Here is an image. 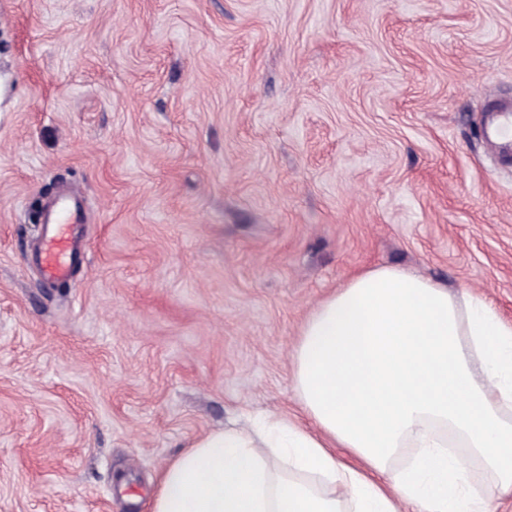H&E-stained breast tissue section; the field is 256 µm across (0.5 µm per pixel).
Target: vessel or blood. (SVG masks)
<instances>
[{
    "mask_svg": "<svg viewBox=\"0 0 512 512\" xmlns=\"http://www.w3.org/2000/svg\"><path fill=\"white\" fill-rule=\"evenodd\" d=\"M84 217L73 199H61L47 214L39 240L40 271L50 281L68 279L72 263L81 254V240L75 231Z\"/></svg>",
    "mask_w": 512,
    "mask_h": 512,
    "instance_id": "vessel-or-blood-1",
    "label": "vessel or blood"
}]
</instances>
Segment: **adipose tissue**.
Listing matches in <instances>:
<instances>
[{
  "label": "adipose tissue",
  "mask_w": 512,
  "mask_h": 512,
  "mask_svg": "<svg viewBox=\"0 0 512 512\" xmlns=\"http://www.w3.org/2000/svg\"><path fill=\"white\" fill-rule=\"evenodd\" d=\"M292 379L301 419L196 440L152 512H494L512 495V325L484 298L364 271L308 316Z\"/></svg>",
  "instance_id": "ef3b65f1"
}]
</instances>
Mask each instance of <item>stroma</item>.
<instances>
[{
  "instance_id": "35a3bbf8",
  "label": "stroma",
  "mask_w": 512,
  "mask_h": 512,
  "mask_svg": "<svg viewBox=\"0 0 512 512\" xmlns=\"http://www.w3.org/2000/svg\"><path fill=\"white\" fill-rule=\"evenodd\" d=\"M495 103L512 0H0V512H151L199 437L299 417L301 327L368 269L512 323ZM83 221L71 197L61 199L47 214L39 240L40 271L45 279L62 281L71 276L72 263L81 255V240L74 225Z\"/></svg>"
}]
</instances>
